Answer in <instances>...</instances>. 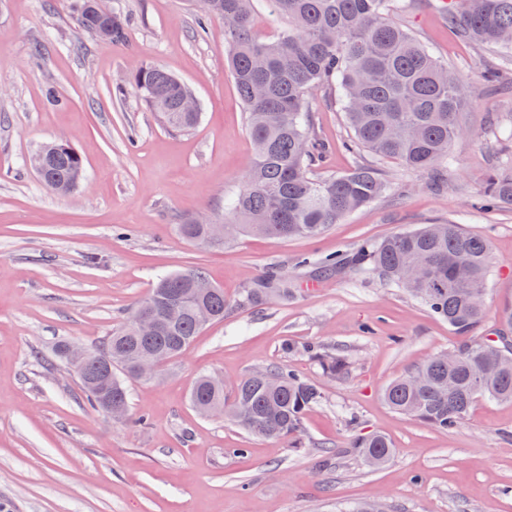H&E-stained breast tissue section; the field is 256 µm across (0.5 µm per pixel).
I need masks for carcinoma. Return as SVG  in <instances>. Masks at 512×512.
Segmentation results:
<instances>
[{
	"mask_svg": "<svg viewBox=\"0 0 512 512\" xmlns=\"http://www.w3.org/2000/svg\"><path fill=\"white\" fill-rule=\"evenodd\" d=\"M254 0H204L200 13L224 20L227 62L233 85L246 112L254 146V164L241 190L227 204L234 224L224 240L260 235L279 240L315 238L349 213L368 206L390 191L382 170L359 163L324 178L310 172L328 153L314 129L312 94L331 86L344 112L351 139L343 148L395 159L407 170L426 176L427 187L448 185L452 147L466 135L459 115L466 94L459 76L438 61L428 48L391 13L397 0H270L288 21L277 39L261 41L252 34ZM448 7V27L465 41L512 52V0H462ZM81 28L102 40L121 37L115 16L99 20L84 9ZM126 84L157 113L163 126L186 131L199 113L186 112L194 93L163 67L145 63L131 71ZM47 158L41 183L68 193L84 177L82 156L74 149L39 147L32 158ZM473 205L512 207V153L493 162ZM187 240L207 246L208 225L189 219L178 225ZM346 265L356 272L404 289L434 315L448 322L465 341L454 351L424 359L393 381L384 392L395 411L442 431L455 428L479 399L512 403V344L485 338L467 339L486 318L491 276L488 242L456 224H421L381 241L360 244L347 257L321 262L323 268ZM207 279L204 268L190 267L159 280L136 302L122 326L90 348L92 356L74 370L83 400L107 411L112 403L128 414V383L140 380L135 361L166 353L179 358L203 330L199 309L210 322L224 320L229 303L216 286L198 294L193 281ZM294 288L277 267H270L248 288L250 305L270 299L286 301ZM172 297L180 307L160 318L147 333L136 328L138 314L153 302ZM313 359L331 378L348 374L340 353L309 348ZM112 357V386L99 381L101 360ZM192 406L203 416L219 404L220 416L247 434L261 438L298 437L305 416L324 401L320 387L285 366L250 372L231 394L211 375L198 376L189 392ZM350 448L367 465L378 467L394 454L389 438L358 435Z\"/></svg>",
	"mask_w": 512,
	"mask_h": 512,
	"instance_id": "cac0c4a2",
	"label": "carcinoma"
}]
</instances>
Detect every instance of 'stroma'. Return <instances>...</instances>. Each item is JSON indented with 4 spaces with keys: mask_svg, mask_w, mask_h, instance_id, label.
Masks as SVG:
<instances>
[{
    "mask_svg": "<svg viewBox=\"0 0 512 512\" xmlns=\"http://www.w3.org/2000/svg\"><path fill=\"white\" fill-rule=\"evenodd\" d=\"M81 0H0V512H345L360 502L386 512H512V404L478 401L454 429H432L385 402V388L423 358L462 338L403 289L348 268L347 255L417 224L452 223L487 239L492 276L476 336L495 333L512 307V210L473 209L500 146L488 114L512 119V90L483 88L487 54L460 40L434 0L400 22L467 81L443 192L397 161H381L388 196L317 238L246 236L220 247L182 238L177 224L224 218L253 160L244 107L225 56L224 23L200 19L193 0H107L125 29L101 41L80 27ZM155 63L191 87L200 118L187 132L160 126L126 76ZM335 91L315 95V127L330 144L318 177L359 156ZM66 141L84 159L73 191L45 188L29 158ZM202 266L230 304L167 371L130 386L132 416L84 404L60 338L92 346L111 333L157 278ZM292 299L255 307L247 288L269 266ZM341 351L348 375H323L307 348ZM284 365L320 386L299 438H254L188 403L197 375L232 389L251 371ZM146 413L147 424L136 414ZM355 426H348V418ZM380 433L392 459L372 469L348 453L353 433Z\"/></svg>",
    "mask_w": 512,
    "mask_h": 512,
    "instance_id": "35a3bbf8",
    "label": "stroma"
}]
</instances>
